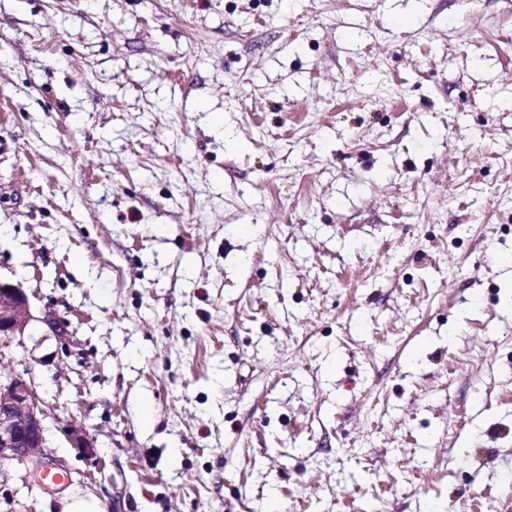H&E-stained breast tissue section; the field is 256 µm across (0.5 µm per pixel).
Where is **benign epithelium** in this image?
<instances>
[{
    "label": "benign epithelium",
    "mask_w": 512,
    "mask_h": 512,
    "mask_svg": "<svg viewBox=\"0 0 512 512\" xmlns=\"http://www.w3.org/2000/svg\"><path fill=\"white\" fill-rule=\"evenodd\" d=\"M35 322L45 325L59 341L68 336L67 325L54 314L32 313L23 288L0 280V342L25 336ZM50 419L51 408L32 379L19 373L0 375V471L18 466L40 481L46 468L61 466L47 453ZM63 433L84 455H95L94 438L83 426L70 423Z\"/></svg>",
    "instance_id": "1"
}]
</instances>
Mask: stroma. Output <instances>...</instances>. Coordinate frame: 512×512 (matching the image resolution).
Returning <instances> with one entry per match:
<instances>
[{
  "label": "stroma",
  "mask_w": 512,
  "mask_h": 512,
  "mask_svg": "<svg viewBox=\"0 0 512 512\" xmlns=\"http://www.w3.org/2000/svg\"><path fill=\"white\" fill-rule=\"evenodd\" d=\"M505 256L512 0H0V279L70 335L0 372L76 472L16 512H496ZM62 431L74 448H78L85 456L95 455L94 438L82 425L70 423ZM62 512H102L100 503L89 495L71 494L61 502Z\"/></svg>",
  "instance_id": "stroma-1"
}]
</instances>
